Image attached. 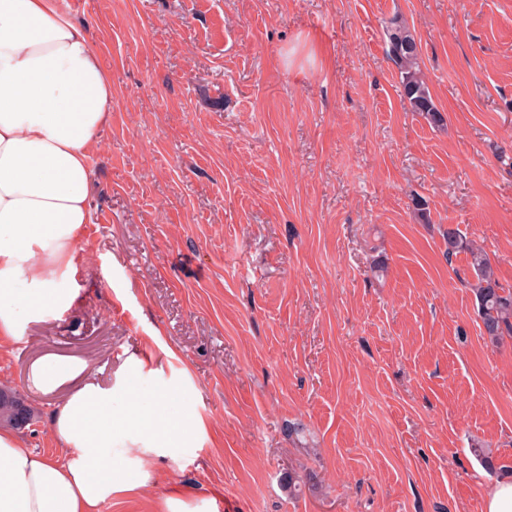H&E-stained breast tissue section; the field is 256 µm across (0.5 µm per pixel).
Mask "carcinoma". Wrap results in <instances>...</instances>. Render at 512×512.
Returning <instances> with one entry per match:
<instances>
[{"label": "carcinoma", "instance_id": "carcinoma-1", "mask_svg": "<svg viewBox=\"0 0 512 512\" xmlns=\"http://www.w3.org/2000/svg\"><path fill=\"white\" fill-rule=\"evenodd\" d=\"M387 55L398 71L402 96L410 110L421 114L431 125H444V116L436 107L421 72L420 43L409 27L395 22L387 30ZM444 241L447 255L464 251L470 256V266L477 278L474 294L483 334L493 344L499 343L506 335L511 336L512 290L503 287L496 279L489 257L457 227L448 228ZM0 421L24 429L36 422L37 416L19 394L0 390ZM472 452L490 475L504 472L493 449L478 445L472 448Z\"/></svg>", "mask_w": 512, "mask_h": 512}]
</instances>
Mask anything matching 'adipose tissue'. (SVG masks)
<instances>
[{"label": "adipose tissue", "instance_id": "obj_1", "mask_svg": "<svg viewBox=\"0 0 512 512\" xmlns=\"http://www.w3.org/2000/svg\"><path fill=\"white\" fill-rule=\"evenodd\" d=\"M112 110V81L85 32L56 0H0V337L68 307L89 206L91 152ZM131 353L98 381L88 363L49 356L31 382L73 389L50 412L65 462L34 453L0 427V512H99L155 486L207 437L188 372L157 374ZM157 512H218L208 491L169 485Z\"/></svg>", "mask_w": 512, "mask_h": 512}]
</instances>
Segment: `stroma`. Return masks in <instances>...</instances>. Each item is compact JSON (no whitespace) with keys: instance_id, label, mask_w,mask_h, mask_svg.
<instances>
[{"instance_id":"obj_1","label":"stroma","mask_w":512,"mask_h":512,"mask_svg":"<svg viewBox=\"0 0 512 512\" xmlns=\"http://www.w3.org/2000/svg\"><path fill=\"white\" fill-rule=\"evenodd\" d=\"M69 14L113 104L74 299L0 340V385L38 417L26 448L64 457L49 415L67 390L35 389L36 361L82 360L107 383L138 352L191 371L208 426L171 480L233 512H483L494 478L471 448L512 465V336H482L469 257L443 234L460 228L512 289V0ZM396 20L443 126L401 96Z\"/></svg>"}]
</instances>
